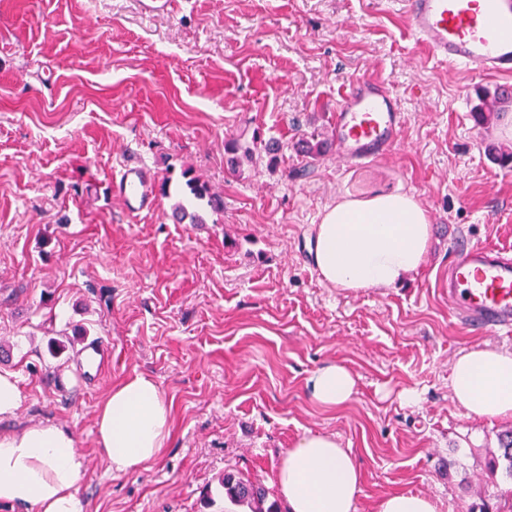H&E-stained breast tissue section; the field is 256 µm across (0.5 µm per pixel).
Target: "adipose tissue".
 <instances>
[{
  "label": "adipose tissue",
  "instance_id": "ef3b65f1",
  "mask_svg": "<svg viewBox=\"0 0 512 512\" xmlns=\"http://www.w3.org/2000/svg\"><path fill=\"white\" fill-rule=\"evenodd\" d=\"M432 224L413 196L386 194L344 200L314 225L309 254L321 280L349 292L401 284L424 264ZM350 369L317 368L309 396L323 408H339L356 393ZM453 400L467 413L512 419V352L476 348L451 368ZM172 405L154 378L135 373L113 385L96 415V442L111 472L131 474L156 460L167 446ZM84 458L72 432L37 422L0 434V506L35 512H88L76 485ZM277 488L288 512H356L362 469L351 449L334 437L306 433L288 449L277 471Z\"/></svg>",
  "mask_w": 512,
  "mask_h": 512
}]
</instances>
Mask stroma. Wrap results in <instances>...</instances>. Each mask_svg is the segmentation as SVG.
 Here are the masks:
<instances>
[{
	"label": "stroma",
	"mask_w": 512,
	"mask_h": 512,
	"mask_svg": "<svg viewBox=\"0 0 512 512\" xmlns=\"http://www.w3.org/2000/svg\"><path fill=\"white\" fill-rule=\"evenodd\" d=\"M356 77L401 98L398 143L340 165L297 153L299 138H328ZM501 82L434 66L409 18L376 0H174L154 15L136 0H0V371L23 395L0 432L69 429L89 512H250L223 475L277 500V469L308 432L356 455L357 512L391 492L440 512H507L512 480L489 467L512 421L467 413L448 377L460 351H512V338L473 333L441 292L460 242L512 250V172L486 150H512V110L475 120ZM257 138L279 145L277 164L259 148L230 169L225 142ZM129 157L171 187L137 216L110 189ZM187 168L224 201L200 207L198 224L171 219ZM389 193L431 219L424 266L396 288L322 284L313 224L339 201ZM87 337L112 360L59 396L50 376L77 367ZM329 362L357 379L341 408L308 395ZM135 372L171 400L172 436L157 460L115 474L95 417Z\"/></svg>",
	"instance_id": "35a3bbf8"
}]
</instances>
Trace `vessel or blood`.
I'll list each match as a JSON object with an SVG mask.
<instances>
[{
    "mask_svg": "<svg viewBox=\"0 0 512 512\" xmlns=\"http://www.w3.org/2000/svg\"><path fill=\"white\" fill-rule=\"evenodd\" d=\"M382 7L399 5L407 13L416 38L436 64L464 68L472 76H512V0H380ZM406 114L398 97L382 81L357 78L336 107L332 153L352 162L379 155L397 143ZM151 168L123 163L112 189L128 213L153 209ZM448 307L466 324L485 334H512V253L462 242L448 266L445 283ZM85 368L75 375L57 369L51 381L68 394L96 378L112 359L108 344L86 343L80 350Z\"/></svg>",
    "mask_w": 512,
    "mask_h": 512,
    "instance_id": "b4317fda",
    "label": "vessel or blood"
}]
</instances>
